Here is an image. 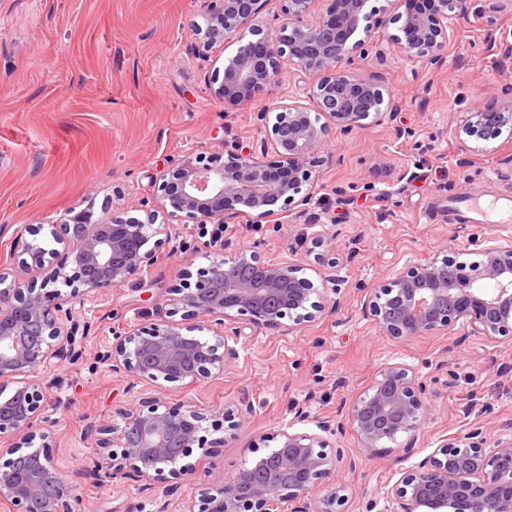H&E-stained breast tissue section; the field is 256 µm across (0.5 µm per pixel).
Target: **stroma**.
Returning <instances> with one entry per match:
<instances>
[{
  "mask_svg": "<svg viewBox=\"0 0 512 512\" xmlns=\"http://www.w3.org/2000/svg\"><path fill=\"white\" fill-rule=\"evenodd\" d=\"M205 9V0H0V264L13 261L18 227L32 231L44 217L89 205L142 217L151 177L174 159L219 153L228 141H257L263 102L228 113L213 95L217 70L247 37L201 49L192 23ZM491 38L512 45V8L501 0H479L437 68L379 39L383 54L369 57L364 73L398 101L396 123L368 119L337 132L319 174L318 202L302 217L276 230L242 218L225 225L227 253L248 249L309 265L311 225H326L340 256L339 315L241 337L239 356L223 375L193 388H155L107 370L97 356L113 332L149 325L181 270H198L213 257L209 234L181 217L170 224L180 237L157 251L144 280L117 284L76 311L90 325L83 356L58 368L65 384L49 394L37 425L50 434L65 472L90 467L98 453L92 426L140 398L200 406L214 423L239 399L252 406L238 438L218 454L192 451L191 483L88 478L77 489L85 512H196L199 490L221 486L259 457L263 437L296 411L344 420L392 363L408 364L425 383L428 422L411 449L400 437L366 451L349 427L330 437L331 449L345 458L337 478L355 490L347 512H388V488L441 436L464 435L475 422L491 443L512 433V342L490 344L457 330L395 339L361 311L364 285L441 248L476 261L472 238L490 234L484 204L512 199V135L489 140L464 167L452 135L463 113L512 104V57L488 52ZM406 168L413 180L402 178ZM455 198L475 199L478 211L448 222L442 211Z\"/></svg>",
  "mask_w": 512,
  "mask_h": 512,
  "instance_id": "obj_1",
  "label": "stroma"
}]
</instances>
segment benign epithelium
Instances as JSON below:
<instances>
[{
  "mask_svg": "<svg viewBox=\"0 0 512 512\" xmlns=\"http://www.w3.org/2000/svg\"><path fill=\"white\" fill-rule=\"evenodd\" d=\"M268 0H208L203 22H193L203 45L213 47L241 31L253 39L224 62L214 88L224 111L233 112L277 93L282 75L296 71L314 81L305 87L308 102L293 97L260 112L263 137L246 148L224 143V153L211 157L189 152L151 178L153 206L145 217L125 218L102 209L71 207L59 218L41 223L54 243L63 247L70 266H53L58 250L37 239L24 241L17 252L27 278L0 268V386L13 382L9 398H0V512H81L77 484L65 477L51 452L49 436L34 430L44 413L45 394L63 381L53 377L31 383L24 377L38 368L50 370L79 356L75 304L114 285L142 281L156 250L165 218L184 216L204 230H215L209 246L214 258L192 273L184 270L168 287V309L156 321L114 334L99 355L113 372H125L149 384L178 383L194 387L222 372L238 356V340L246 328L277 330L288 319L295 325L313 322L341 310L342 300L322 296L304 277L308 265L264 258L240 250L224 257L222 228L238 217L278 230L283 214L302 216L314 203L320 167L327 164L325 144L335 130H352L373 118L393 119L398 104L385 99V89L359 72L360 62L376 48L374 35L398 24L388 36L410 60L438 65L468 18L475 0H390V14L368 8L369 0H329L315 14L316 0H283V20L275 29L262 27ZM326 116L320 123L312 113ZM512 133V104L497 111L467 113L453 135L460 144V163L485 151L482 143L503 130ZM309 186L302 192L303 186ZM315 263L336 266L332 238L321 230L313 237ZM481 259L458 260L444 248L413 263L394 278L372 285L363 313L378 330L393 338L444 336L461 326L467 335L497 343L512 340V243L476 239ZM195 282H190V279ZM71 288L64 297L57 283ZM424 386L415 370L390 364L355 399L348 422L363 448L406 437L410 448L425 424ZM251 405L241 401L224 410L223 435L209 439L203 423L208 415L195 405L160 410L157 400L118 412L120 422L96 427L101 456L81 478L113 481L191 482L193 465L183 463L194 447L210 456L234 438L246 423ZM314 423L313 431L294 426ZM332 419L297 411L294 419L265 437L276 442L268 453L238 470L212 494L199 491L198 512H340L352 489L337 481L341 455H330ZM25 448V456L19 450ZM327 493L319 498V489ZM391 512H474L479 502L494 512H512V434L486 445L483 427L474 425L462 437L444 436L418 465L401 473L388 489Z\"/></svg>",
  "mask_w": 512,
  "mask_h": 512,
  "instance_id": "1",
  "label": "benign epithelium"
}]
</instances>
